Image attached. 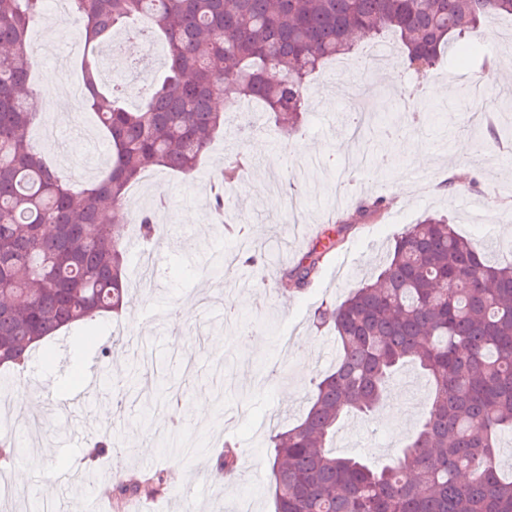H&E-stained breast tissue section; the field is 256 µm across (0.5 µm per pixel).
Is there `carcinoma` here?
<instances>
[{"mask_svg":"<svg viewBox=\"0 0 512 512\" xmlns=\"http://www.w3.org/2000/svg\"><path fill=\"white\" fill-rule=\"evenodd\" d=\"M82 23V106L111 149L97 180H76L50 163L30 137L41 92L31 85L29 29L45 0H0V353L23 371L36 346L63 327L121 313L128 294V226L118 221L129 187L151 169L195 174L224 130L214 109L225 89L259 101L281 128L298 125L310 78L341 56H362L385 33L401 43L397 71L428 73L444 55L472 46L489 15L512 19V0H66ZM145 19L166 48L164 69L128 104L129 87L100 81L96 49L116 31L137 39ZM277 70L278 80L267 79ZM397 129L366 133L357 152L380 151ZM246 157L224 159L221 184L240 178ZM385 209L371 197L343 220ZM139 236L158 224L140 212ZM331 241L304 255L275 284L301 291ZM318 326L336 333V366L313 380L304 415L269 435L274 512H512V477L500 475L498 435L512 431V263L490 265L484 244L427 216L399 236L379 272L341 302L322 307ZM406 363L434 391L418 429L395 461L369 464L327 450L347 416L384 403L391 375ZM229 444L217 458L239 468ZM162 472L112 485L116 509L165 490Z\"/></svg>","mask_w":512,"mask_h":512,"instance_id":"obj_1","label":"carcinoma"}]
</instances>
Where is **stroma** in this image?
<instances>
[{
    "label": "stroma",
    "mask_w": 512,
    "mask_h": 512,
    "mask_svg": "<svg viewBox=\"0 0 512 512\" xmlns=\"http://www.w3.org/2000/svg\"><path fill=\"white\" fill-rule=\"evenodd\" d=\"M511 35L512 21L498 18L483 21L476 35L505 76L512 75V53L505 51L503 41ZM342 81L339 75L313 78L307 114L295 130L276 127L261 106H252L248 132L240 131L237 116H229L194 176L154 170L149 184L132 187L142 205L155 210L164 229L152 276L144 279L130 272L133 301L121 315L104 314L93 328L74 326L40 342L22 377L28 384L40 380L41 390L53 395L56 381L68 374L79 354L111 373V383L97 382L96 394L79 406L77 414L87 423L82 443L96 441L108 430L113 450L94 461L82 452L67 460L58 453L55 433L71 430L72 423L55 414L45 416V445L26 454L27 483L15 480L14 464L0 467V507L5 512L26 494L40 500L48 492L71 504L74 512H112L109 488L114 477L145 470L163 471L167 488L150 500L130 502L127 512H183L187 501L194 512H274L269 492L270 429L293 425L303 416L310 380L331 368L338 357L334 332L313 324L315 310L322 303L343 300L382 265L398 233L432 213L448 215L462 236L490 241L492 261L512 262V234L501 225L504 213L512 212V160L489 153L478 162L484 175L477 184L462 177L453 192L446 193L403 179V172L415 162L392 145L385 154L387 166L372 167L378 183L367 182L351 167L354 152L343 120L345 101L338 92ZM464 98L460 92L430 99L434 123L404 128V139L418 141L432 156L433 178L446 177L457 165L459 140L486 135L484 127L464 125L469 108ZM57 111L54 105L42 108L41 127L56 137L68 135L73 171L81 180L101 176L110 156L104 133L96 131L99 145L92 149L75 132L79 124L94 128L92 115L75 111L64 121ZM244 148L256 163L246 170L223 217H216L210 205L211 178L223 168L225 157ZM341 171L346 174L347 197L338 207L350 212L362 198L380 196L386 204L382 218L345 230L329 222V213L337 207L333 200ZM290 183L296 187L304 218L297 226L281 221ZM471 193L486 199V223H471L460 206V198ZM220 220L247 224L252 240L261 245L265 265L257 282L247 285L240 278L212 272L210 258L216 245H223L226 262L235 258L234 242L215 229ZM331 240L337 246L309 287L294 294L275 290L283 270L292 268L312 245ZM89 332L108 343L123 337L125 345L109 358L99 357L97 349L80 346L81 336ZM282 335L292 341L284 358L278 351ZM138 336L147 340L157 366L143 379L154 396L145 408L115 398L128 368L138 361L131 343ZM201 395L210 404L204 418L187 408ZM429 396L423 376L411 368L400 370L391 380L387 405L375 420L349 416L341 421L333 443L336 454L372 462L395 456L415 431ZM103 403L112 408L107 426L97 418ZM401 413L407 416L402 425L397 422ZM228 441L238 444L241 466L237 475L219 484L213 479V462ZM145 442L151 451H142ZM64 470L71 471L73 479L61 484L57 475Z\"/></svg>",
    "instance_id": "obj_1"
}]
</instances>
